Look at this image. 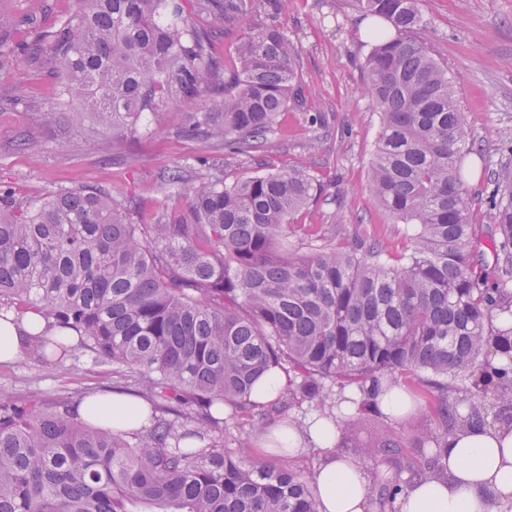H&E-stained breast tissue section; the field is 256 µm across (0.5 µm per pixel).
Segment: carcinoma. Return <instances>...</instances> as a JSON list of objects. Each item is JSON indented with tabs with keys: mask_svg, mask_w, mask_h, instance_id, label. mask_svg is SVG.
Listing matches in <instances>:
<instances>
[{
	"mask_svg": "<svg viewBox=\"0 0 512 512\" xmlns=\"http://www.w3.org/2000/svg\"><path fill=\"white\" fill-rule=\"evenodd\" d=\"M74 0L75 12L38 37L30 59L60 78L56 98L125 139L159 120L164 91L196 105L185 134L222 141L232 154L262 147L280 112L307 101L298 81L299 43L273 18L281 0ZM419 0H356L393 26L376 30L365 57L367 90L380 115L369 190L398 224H410V253L390 263L387 246L334 240L336 225L303 246L288 242L291 218L319 200L303 168L247 178L203 159L188 184L163 175L169 197L152 224L106 190L75 186L35 204L0 192V319L3 310L41 314L48 329L109 364L152 402V424L132 435L83 420L65 400L37 392L0 397V512H317L313 477L255 459L252 439L267 421L303 404L336 428L385 416L378 396L404 388L430 423L387 431L377 447L395 468L375 472L380 512L414 479L439 474L459 424L512 425V163L486 167L493 263L477 250L478 226L463 181L469 133L448 68L418 36ZM264 11L226 67L212 30ZM17 19L0 13V70L12 63L4 35ZM45 359L73 345L38 339ZM288 376L273 402L251 399L264 373ZM234 421L237 448H193Z\"/></svg>",
	"mask_w": 512,
	"mask_h": 512,
	"instance_id": "1",
	"label": "carcinoma"
}]
</instances>
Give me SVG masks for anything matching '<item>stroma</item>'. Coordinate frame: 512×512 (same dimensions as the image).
Returning <instances> with one entry per match:
<instances>
[{"mask_svg": "<svg viewBox=\"0 0 512 512\" xmlns=\"http://www.w3.org/2000/svg\"><path fill=\"white\" fill-rule=\"evenodd\" d=\"M73 8L72 0H0V12L18 18L34 13L40 20L38 30L21 27L13 33L15 59L0 71V96L24 101L0 114V189L34 202L51 190L103 188L134 202L133 221L147 224L169 203L162 186L169 168H181L195 181L205 174L199 163L203 157L224 158L225 171L233 177L306 165L325 194L339 195L340 202L320 201L296 214L290 241L301 243L311 230L332 222L337 245L347 248L355 239L368 237L386 241L397 254L406 247V225L394 223L367 187L380 118L363 93L361 63L370 40L359 30L364 14L354 0H284L276 22L300 42L299 72L309 107L282 112L276 133L260 151L229 156L223 147L184 136L194 106L175 88L164 95L160 128H143L131 144L108 131L74 130L66 104L42 124L31 125L26 104L53 101L58 79L50 69L31 65L26 50L37 32L56 29ZM420 8L427 22L421 36L447 64L458 91L469 131L462 154L465 186L473 202V222L484 226L487 189L482 170L512 157V0H420ZM27 126L34 143L15 151L11 142ZM118 383L111 365L81 349L49 368L31 353L0 365V392L17 398L37 390L47 401L64 398L75 405L86 392L108 394ZM428 420L422 406L398 419L367 420L362 434L367 449L360 465L369 472L383 468L374 447L382 430L403 432Z\"/></svg>", "mask_w": 512, "mask_h": 512, "instance_id": "1", "label": "stroma"}]
</instances>
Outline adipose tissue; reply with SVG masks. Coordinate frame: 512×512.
I'll list each match as a JSON object with an SVG mask.
<instances>
[{
  "label": "adipose tissue",
  "instance_id": "ef3b65f1",
  "mask_svg": "<svg viewBox=\"0 0 512 512\" xmlns=\"http://www.w3.org/2000/svg\"><path fill=\"white\" fill-rule=\"evenodd\" d=\"M44 327V319L33 312L0 319V362L21 357ZM78 411L85 419L128 433L145 429L151 420L147 404L119 393L86 398ZM335 445L333 420L316 414L301 427L286 421L267 430L254 450L297 457L307 448H322L314 472L317 512H373L369 475L354 459L338 455ZM447 448L441 476L411 483L397 498L398 512H497L498 505L512 501V425L460 429L449 435Z\"/></svg>",
  "mask_w": 512,
  "mask_h": 512
}]
</instances>
